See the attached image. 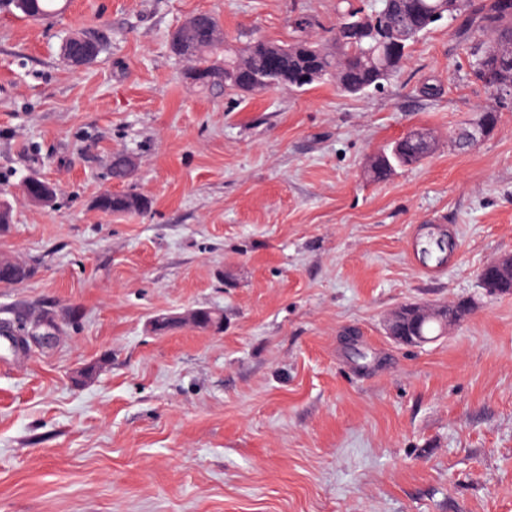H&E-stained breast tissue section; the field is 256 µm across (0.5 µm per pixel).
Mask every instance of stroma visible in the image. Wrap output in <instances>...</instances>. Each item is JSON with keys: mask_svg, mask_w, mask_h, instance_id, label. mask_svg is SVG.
Instances as JSON below:
<instances>
[{"mask_svg": "<svg viewBox=\"0 0 512 512\" xmlns=\"http://www.w3.org/2000/svg\"><path fill=\"white\" fill-rule=\"evenodd\" d=\"M339 0H68L0 10V319H65L48 349L0 344V512H512V295L481 269L512 255V99L469 150L452 132L494 101L470 43L439 27L379 92L200 90L172 32L200 12L226 38L332 27ZM104 50L76 68L71 33ZM414 129L435 147L383 181L370 159ZM136 160L124 182L112 155ZM39 174L53 204L29 202ZM150 206L115 217L102 191ZM444 229L438 269L411 255ZM472 310L438 340L385 332L401 305ZM208 307L224 329L153 333ZM102 361L84 385L71 375ZM60 0H0V8H8L20 17L33 20L56 16L63 8Z\"/></svg>", "mask_w": 512, "mask_h": 512, "instance_id": "1", "label": "stroma"}]
</instances>
